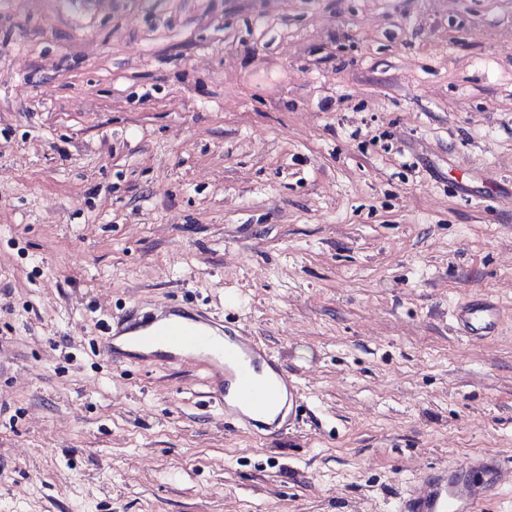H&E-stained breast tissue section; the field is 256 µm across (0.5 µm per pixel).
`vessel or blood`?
I'll use <instances>...</instances> for the list:
<instances>
[{
	"label": "vessel or blood",
	"instance_id": "obj_1",
	"mask_svg": "<svg viewBox=\"0 0 512 512\" xmlns=\"http://www.w3.org/2000/svg\"><path fill=\"white\" fill-rule=\"evenodd\" d=\"M461 332L471 337L495 329L492 308L470 304L458 311ZM100 351L115 367L129 352L160 357L168 362L194 358L206 364L210 392L224 410L225 421L268 430L291 424L301 388L270 351L243 329H227L207 313L193 314L169 307L162 315L138 307L119 321L103 326ZM504 478L498 459L480 457L452 470L440 468L426 475L400 505V512H478Z\"/></svg>",
	"mask_w": 512,
	"mask_h": 512
}]
</instances>
